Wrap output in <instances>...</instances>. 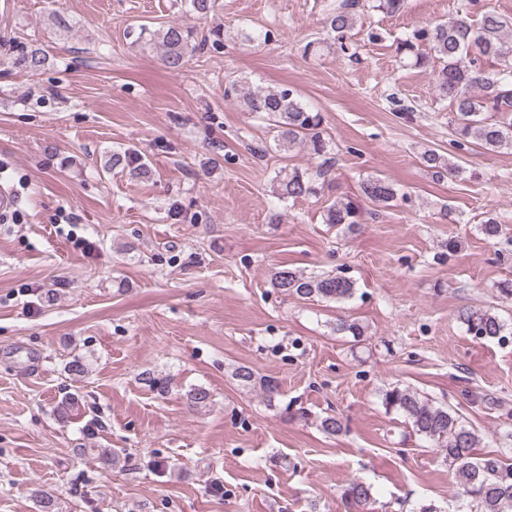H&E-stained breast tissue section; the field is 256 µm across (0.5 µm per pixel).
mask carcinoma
<instances>
[{
    "label": "carcinoma",
    "mask_w": 512,
    "mask_h": 512,
    "mask_svg": "<svg viewBox=\"0 0 512 512\" xmlns=\"http://www.w3.org/2000/svg\"><path fill=\"white\" fill-rule=\"evenodd\" d=\"M359 0H343L330 8L325 26L334 34L342 53L352 48L347 36L356 26L354 8ZM144 46L161 53L172 71L183 69L189 56L205 47L196 43L191 29L171 24L151 30L141 28ZM428 50L423 51L421 47ZM398 51L408 65L430 70L439 98L449 102L456 139L452 148L463 151L475 142L491 152L512 149V18L495 11H482L476 21L455 15L445 21L415 27L398 42ZM46 61L40 47L32 46L11 57L12 64L36 72ZM246 81L234 80L224 86V99L269 122L277 130V146L283 150L297 143L307 144L310 155L321 157L329 151L321 135V112L308 107L290 88L250 89ZM425 167L442 176L458 168L434 149L421 153ZM127 170L138 176L145 166L127 154L112 153L111 169ZM279 195L301 198L314 195L317 187L306 172L296 168L278 175ZM360 196L376 205H387L397 192L393 184L370 176L360 184ZM360 206L350 199H338L324 210V223L341 232H354L360 224ZM271 288L303 300L344 303L356 294L353 280L339 275L304 276L283 267L270 274ZM459 319L466 333L479 340H504L505 323L489 308H464ZM338 334L359 338L364 327L355 320L336 319ZM382 405L388 414L405 419L413 433L441 449L455 467L454 495L468 503L469 512H512V460L500 456L476 457L477 433L461 423L456 413L439 406L429 397L398 384L382 389ZM346 512H368L373 501L370 485L353 480L343 489Z\"/></svg>",
    "instance_id": "carcinoma-1"
}]
</instances>
